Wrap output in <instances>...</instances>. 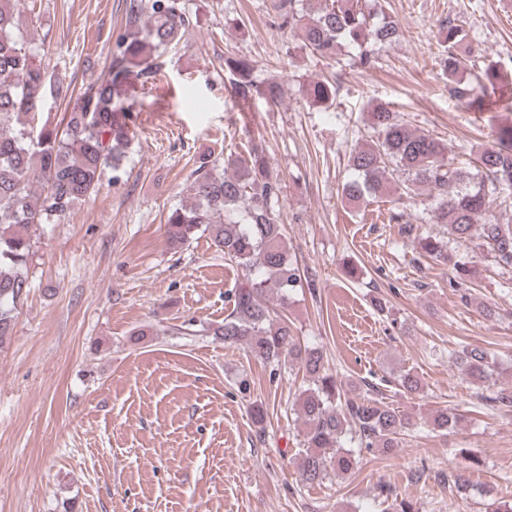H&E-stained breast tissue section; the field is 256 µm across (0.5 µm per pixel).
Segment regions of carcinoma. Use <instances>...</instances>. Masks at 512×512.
Here are the masks:
<instances>
[{
  "label": "carcinoma",
  "mask_w": 512,
  "mask_h": 512,
  "mask_svg": "<svg viewBox=\"0 0 512 512\" xmlns=\"http://www.w3.org/2000/svg\"><path fill=\"white\" fill-rule=\"evenodd\" d=\"M308 0H277L282 27L294 32L300 49L323 60L336 59L345 41L359 48V64L373 65L378 48L399 38L397 23L384 11L385 0H331L311 12ZM37 0H0V348L13 336L14 321L27 297V267L33 255L32 232L64 217L99 191L106 173L119 181L122 161L134 138V83L152 85L197 17L182 0H128L124 33L111 51L103 76L75 93L72 82L51 77L25 37L26 21L39 20ZM443 68L453 96L475 112L512 106V70L485 68L474 87L461 79L473 48L462 23L440 26ZM255 64L245 56L224 58V77L239 111L255 101L270 107L282 101L277 83L259 82ZM337 84L311 82L314 103L336 99ZM76 100L59 119L38 120L45 95ZM372 143L351 152L354 178L344 185V199L360 205L383 197L410 200L429 192L432 220L446 224L453 240L471 243L512 268V225L499 223L492 210L512 206V126L497 132V145L482 150L469 165L448 159L447 145L419 134L388 103L369 110ZM283 183L266 148L251 140L238 154L202 162L186 186L190 203L172 209L164 224L174 252L207 236L215 251L241 268L244 282L230 297L224 322L205 332L242 343L278 370L289 363L304 370L293 407L302 420L301 481L319 484L328 469L346 474L362 451L389 453L399 436L413 427L411 414L389 407L353 385L346 390L325 367L323 352L301 344L288 318L276 313L269 298L285 305L303 287L297 267L283 246V225L274 213ZM423 256L451 260L448 245L432 236L418 239ZM473 381L493 375L492 354L463 347L454 355ZM460 420L448 410L436 412L431 425L446 431ZM382 512H417L413 504L381 489Z\"/></svg>",
  "instance_id": "carcinoma-1"
}]
</instances>
